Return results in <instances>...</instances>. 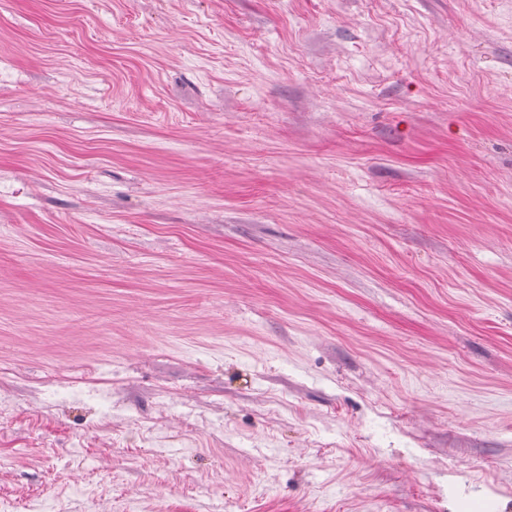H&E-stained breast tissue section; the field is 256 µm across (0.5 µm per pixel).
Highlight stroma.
Returning a JSON list of instances; mask_svg holds the SVG:
<instances>
[{"instance_id":"35a3bbf8","label":"stroma","mask_w":512,"mask_h":512,"mask_svg":"<svg viewBox=\"0 0 512 512\" xmlns=\"http://www.w3.org/2000/svg\"><path fill=\"white\" fill-rule=\"evenodd\" d=\"M0 512H512V0H0Z\"/></svg>"}]
</instances>
